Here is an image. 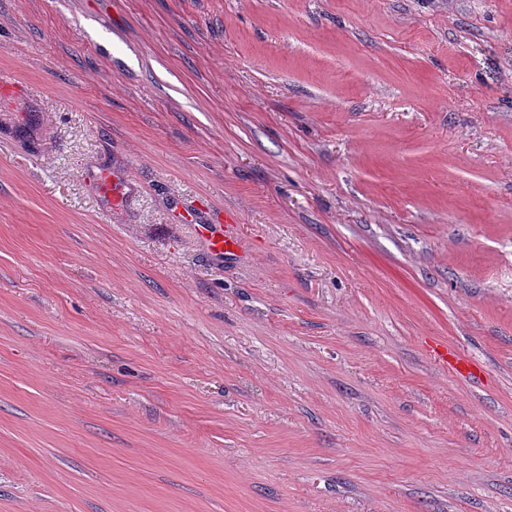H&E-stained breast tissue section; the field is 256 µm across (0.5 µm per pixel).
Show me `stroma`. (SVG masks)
<instances>
[{
	"label": "stroma",
	"instance_id": "stroma-1",
	"mask_svg": "<svg viewBox=\"0 0 512 512\" xmlns=\"http://www.w3.org/2000/svg\"><path fill=\"white\" fill-rule=\"evenodd\" d=\"M0 512H512V0H0ZM199 231L207 240L210 249L217 254L224 256L235 255L240 248V240L234 234L216 232L210 224H198Z\"/></svg>",
	"mask_w": 512,
	"mask_h": 512
}]
</instances>
